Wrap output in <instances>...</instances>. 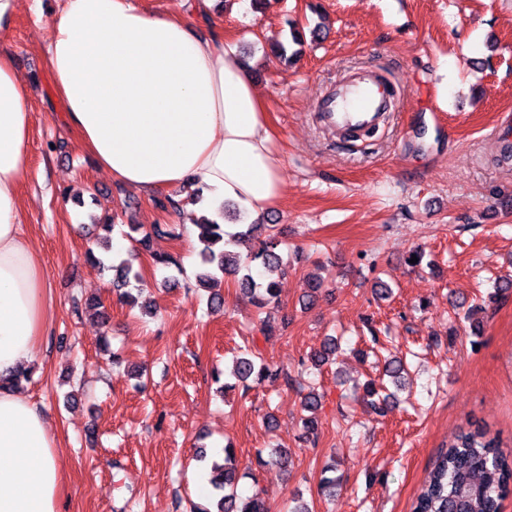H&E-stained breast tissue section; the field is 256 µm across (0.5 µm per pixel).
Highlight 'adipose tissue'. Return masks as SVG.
Listing matches in <instances>:
<instances>
[{"label": "adipose tissue", "instance_id": "1", "mask_svg": "<svg viewBox=\"0 0 512 512\" xmlns=\"http://www.w3.org/2000/svg\"><path fill=\"white\" fill-rule=\"evenodd\" d=\"M64 122L95 165L142 191L195 183L208 205L247 215L281 201L283 158L252 63L188 19L133 0H66L48 47ZM28 85L0 56V512H59L56 437L11 381L27 371L50 320L49 282L21 230Z\"/></svg>", "mask_w": 512, "mask_h": 512}]
</instances>
